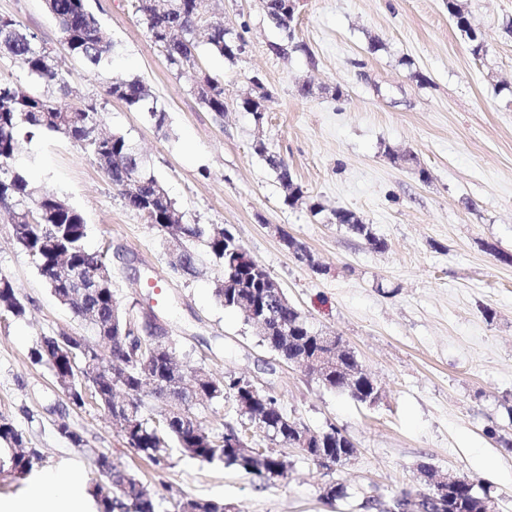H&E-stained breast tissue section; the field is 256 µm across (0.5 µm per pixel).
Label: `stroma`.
I'll list each match as a JSON object with an SVG mask.
<instances>
[{"label":"stroma","mask_w":512,"mask_h":512,"mask_svg":"<svg viewBox=\"0 0 512 512\" xmlns=\"http://www.w3.org/2000/svg\"><path fill=\"white\" fill-rule=\"evenodd\" d=\"M489 52L474 59L448 16V0H303L295 36L307 53L288 57L259 0H206L209 19L244 32L248 49L231 62L205 53L199 70L219 77L229 107L216 119L171 72L128 0H90L114 52L88 74L60 42L44 0H0V15L35 32L97 102L107 130L132 140L190 224L229 227L318 329L341 336L382 396L371 407L323 388L296 363L263 348L254 327L216 300L215 268L195 278L171 267L168 236L127 209L118 188L74 142L50 135L23 142L15 164L84 217L91 249L107 252L112 288L127 304L153 308L177 359L216 378L233 374L272 390L284 413L319 431L342 429L356 445L328 472L302 451H286L288 476L258 478L174 454L158 468L127 448L99 408L68 403L47 365L34 363L40 336L83 335L14 242L0 213V275L27 306L0 316V416L39 449L41 470L68 468L83 484L103 452L135 472L158 512L186 497L224 501L228 512H362L358 489L377 486L384 506L422 490L418 467L488 481L500 512H512V0H459ZM138 76L167 112L156 129L108 96L113 80ZM259 77L272 96L262 126L235 101ZM310 83L313 93L299 88ZM342 97H334V89ZM264 139L287 161L302 203L287 206L275 174L253 153ZM413 152L431 173L423 182L387 150ZM326 210L316 214L311 203ZM344 208L372 225L384 250L327 220ZM292 237L313 255L296 259ZM161 292H154V284ZM67 421L87 442L58 431ZM351 496L325 504L329 479Z\"/></svg>","instance_id":"35a3bbf8"}]
</instances>
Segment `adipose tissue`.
<instances>
[{
  "label": "adipose tissue",
  "instance_id": "1",
  "mask_svg": "<svg viewBox=\"0 0 512 512\" xmlns=\"http://www.w3.org/2000/svg\"><path fill=\"white\" fill-rule=\"evenodd\" d=\"M79 477L62 469L46 473L22 497L0 499V512H87Z\"/></svg>",
  "mask_w": 512,
  "mask_h": 512
}]
</instances>
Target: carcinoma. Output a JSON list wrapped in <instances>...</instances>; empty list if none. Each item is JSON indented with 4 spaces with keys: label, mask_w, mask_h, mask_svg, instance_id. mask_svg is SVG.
Here are the masks:
<instances>
[{
    "label": "carcinoma",
    "mask_w": 512,
    "mask_h": 512,
    "mask_svg": "<svg viewBox=\"0 0 512 512\" xmlns=\"http://www.w3.org/2000/svg\"><path fill=\"white\" fill-rule=\"evenodd\" d=\"M202 0H131V8L145 22L148 33L155 44L165 52L170 70L177 73L193 68L202 50L209 51L231 62L240 58L229 39L244 40L242 34L231 35L219 24H210L203 19ZM47 11L58 21L61 39L69 53L85 66L96 71L112 55V39L101 27L89 0H44ZM267 22L288 32L291 26L284 0H263ZM448 14L458 30L464 32L470 43L471 54L480 57L479 39L473 34L468 16L457 0H448ZM0 54L13 57L27 75L47 89H56L66 97H77L73 73L60 68L50 51L39 43L37 35L19 20L11 16H0ZM190 92L199 102L215 114L224 118L227 105L224 100V84L216 76L203 73L192 85ZM108 94L135 112H144L159 130L167 125V112L158 106L150 87L140 78L115 82ZM271 95L264 89L249 93L236 102L237 107L259 121L266 113V102ZM102 113L97 103L63 102L53 95L36 91H23L15 83L0 78V210L7 212L15 226L24 232L19 246L35 260L39 274L55 295L63 292L67 300L62 306L74 317L83 321L98 344L89 348L93 359L112 358V384H99L103 395L110 388L125 390L127 407L119 412L128 427L120 434L128 447L156 466L165 465L177 450L183 455L208 464L222 463L224 467L259 478L263 484L272 486L286 478V463L282 448L290 447L289 439L295 429L305 425L286 416L278 399L265 395L258 405L257 413L266 426L261 428L268 440L278 449L267 448L255 470V462L242 451V442H252L243 427L230 423L224 425V433L214 436L184 420V413H193L197 404L188 408L177 407L172 413L171 423L159 427L155 418L162 416L167 402L165 392L181 375L175 350L159 355L151 373L159 376L163 384L151 394L152 409H146L144 386L141 385V367L135 357L142 342L144 331L122 335L125 329V312L119 311L112 322L110 308L116 296L112 289V276H107L105 285L88 283L89 291L78 289V285L61 279L55 272L59 260L58 251H64L74 265L85 273L101 268L106 263L103 253L91 250L86 245L87 224L82 214L57 195L44 191L32 183L26 174L14 165L21 144L37 135L59 134L79 145L84 152L106 173L112 185L117 187L127 208L143 215L159 232L179 235L184 244L185 275L196 276L206 264L219 268L220 276L214 280L213 293L224 308L240 310L237 299L249 300L253 296L273 297L265 288H238L235 298H229L230 289L224 287L228 278H244L247 271L241 264V243L226 228L215 233L210 224H188L182 221L184 213L171 199L162 204L155 200L157 188L162 183L145 169L144 158L139 150L123 135L101 130ZM278 176L284 190V203L294 206L302 197V188L291 176L288 163L271 149L260 145L253 148ZM329 223L347 228L363 239L375 250H383L386 243L378 238L369 224L361 223L347 209L330 210ZM20 318L25 316V305L19 299L12 282L0 276V313ZM323 333L309 326L300 311L291 305L276 300L273 319L266 328L259 330L261 344L277 356L291 362L317 360L321 355L336 354L342 368L327 369L317 376L327 390L344 393L355 402L363 404L372 394L373 379L360 367L354 352L343 342L337 347L322 345ZM31 356L36 363L51 366L53 373L64 375L70 371L68 359L57 356L51 344H37ZM189 397L213 402L230 395L233 402L247 401L251 396L249 380L227 375L220 380L211 374L196 388L187 391ZM5 444L0 454V474L17 476L32 474L42 461L41 453L26 447L22 433L7 419L0 417V444ZM353 441L339 428L331 424L312 436L304 455L313 463L328 467L329 459L340 458L346 462L354 456ZM96 464H104L107 470L103 477L112 480L115 495L105 497L94 488L87 493L92 497L96 512H157V504L144 490L140 479L132 472L113 462L101 453ZM454 512H486L487 505H499V495L482 482L464 484L454 491ZM351 496L348 487L338 481L323 486L321 499L330 505ZM178 512H226L224 502L214 499L186 498L178 505Z\"/></svg>",
    "instance_id": "carcinoma-1"
}]
</instances>
